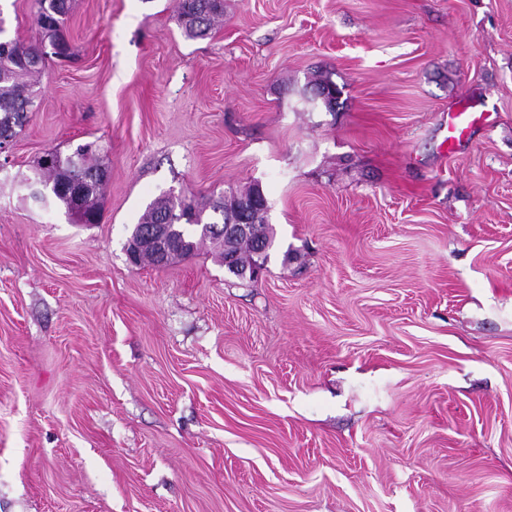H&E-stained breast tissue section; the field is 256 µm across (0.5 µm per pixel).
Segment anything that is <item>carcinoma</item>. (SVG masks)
<instances>
[{
    "mask_svg": "<svg viewBox=\"0 0 512 512\" xmlns=\"http://www.w3.org/2000/svg\"><path fill=\"white\" fill-rule=\"evenodd\" d=\"M37 5L36 24L39 29L52 28L64 35V28L70 10L71 0H35ZM177 13L182 31L191 39L209 35L214 23L224 16V0H178ZM39 44L26 46L16 39L0 41V140H12L27 121L28 113L35 107L31 80L41 72L42 57L38 56ZM99 167L94 163L91 150L77 149L72 156L57 157L50 164H38L39 182L48 195L71 205L68 195L60 187L77 179L85 180L82 185L84 195L82 207L91 213L100 212V199L105 184L98 175ZM241 197L233 195L219 199L207 206L181 193L169 191L147 205L134 231H143V225L177 219L179 229L189 239H216L205 216L212 209L221 216L236 214ZM255 224L253 233L242 235L224 245L232 252L241 267L255 262L256 250L273 244V230L267 222L266 214L252 217Z\"/></svg>",
    "mask_w": 512,
    "mask_h": 512,
    "instance_id": "1",
    "label": "carcinoma"
}]
</instances>
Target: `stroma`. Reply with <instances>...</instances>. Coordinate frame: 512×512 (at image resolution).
Masks as SVG:
<instances>
[{
  "instance_id": "35a3bbf8",
  "label": "stroma",
  "mask_w": 512,
  "mask_h": 512,
  "mask_svg": "<svg viewBox=\"0 0 512 512\" xmlns=\"http://www.w3.org/2000/svg\"><path fill=\"white\" fill-rule=\"evenodd\" d=\"M65 36L0 154V512H512V0H224L196 40L72 0ZM86 141L96 224L24 187ZM254 185L258 279L129 263L161 194ZM474 106L465 104L455 112L448 113V151H455L464 141L469 126V119Z\"/></svg>"
}]
</instances>
